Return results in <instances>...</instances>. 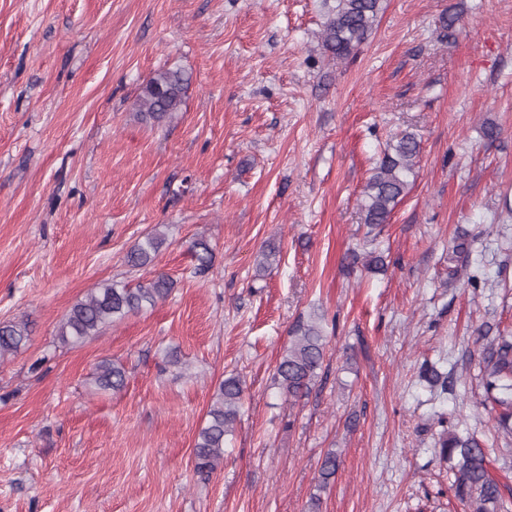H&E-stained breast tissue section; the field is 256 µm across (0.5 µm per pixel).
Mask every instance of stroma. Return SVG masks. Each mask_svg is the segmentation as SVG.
<instances>
[{
    "instance_id": "1",
    "label": "stroma",
    "mask_w": 512,
    "mask_h": 512,
    "mask_svg": "<svg viewBox=\"0 0 512 512\" xmlns=\"http://www.w3.org/2000/svg\"><path fill=\"white\" fill-rule=\"evenodd\" d=\"M332 3L0 0V323L31 329L0 361V512H465L446 430L482 442L512 508V435L474 343L479 327L512 332V0H381L345 60L321 48ZM160 69L188 87L154 125L135 103ZM404 131L421 142L416 176L371 241L362 192ZM156 229L154 262L128 267ZM461 230L471 252L452 282ZM202 237L213 261L198 275ZM269 241L279 257L260 276ZM370 251L385 273L351 263ZM160 273L165 300L60 343L100 283ZM315 310L325 358L294 402L273 373ZM104 359L124 367L121 391L98 388ZM426 361L447 393L422 380ZM232 374L239 417L203 476L194 440Z\"/></svg>"
}]
</instances>
